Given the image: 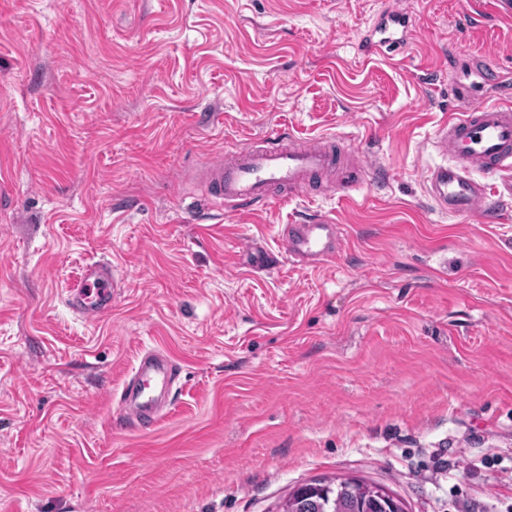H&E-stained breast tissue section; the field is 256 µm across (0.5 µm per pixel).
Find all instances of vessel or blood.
Here are the masks:
<instances>
[{"label": "vessel or blood", "instance_id": "vessel-or-blood-1", "mask_svg": "<svg viewBox=\"0 0 512 512\" xmlns=\"http://www.w3.org/2000/svg\"><path fill=\"white\" fill-rule=\"evenodd\" d=\"M412 37L409 16L391 4L364 35L360 50L368 58L392 59L409 49ZM450 85L464 108L450 113L438 128L432 146L447 161L428 169L425 190L442 212L477 214L491 223L503 199L512 196V85L491 64L466 56ZM488 86L496 89L498 100L480 101V92ZM372 167L361 154L350 153L343 140L287 139L276 132L254 140L241 152L221 153L202 179L216 204L245 214L276 188L293 194L313 186L321 195L351 196ZM477 169L483 171V178L474 177ZM489 174L497 176L496 187H488L485 177ZM281 244L288 261L314 267L334 259L340 245L338 227L327 220L286 224ZM80 280V286L68 293L67 306L84 318L109 312L120 283L111 265L85 263ZM179 375L178 365L167 354H144L122 388L118 401L122 419L141 428L157 425Z\"/></svg>", "mask_w": 512, "mask_h": 512}]
</instances>
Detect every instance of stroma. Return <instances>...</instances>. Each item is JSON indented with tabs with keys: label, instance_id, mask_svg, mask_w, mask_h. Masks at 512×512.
I'll return each mask as SVG.
<instances>
[{
	"label": "stroma",
	"instance_id": "1",
	"mask_svg": "<svg viewBox=\"0 0 512 512\" xmlns=\"http://www.w3.org/2000/svg\"><path fill=\"white\" fill-rule=\"evenodd\" d=\"M386 2L0 0V512H277L334 476L512 512V198L486 224L424 187L459 53L512 73V12L399 0L404 61L363 62ZM273 130L376 168L249 215L184 184ZM312 215L333 265L244 266ZM92 258L122 281L85 319ZM147 349L181 374L137 431L117 399ZM80 280V286L66 297V304L74 313L90 318L112 310V297L116 296L120 278L112 272L111 265L100 261L86 262Z\"/></svg>",
	"mask_w": 512,
	"mask_h": 512
}]
</instances>
